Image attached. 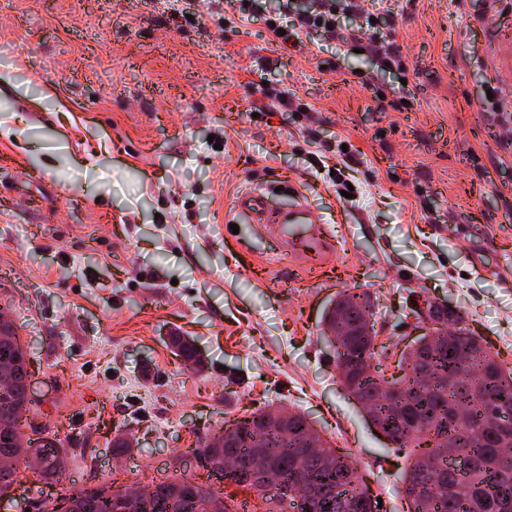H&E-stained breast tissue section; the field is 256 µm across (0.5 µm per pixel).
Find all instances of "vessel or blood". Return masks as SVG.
Returning <instances> with one entry per match:
<instances>
[{
	"instance_id": "vessel-or-blood-1",
	"label": "vessel or blood",
	"mask_w": 512,
	"mask_h": 512,
	"mask_svg": "<svg viewBox=\"0 0 512 512\" xmlns=\"http://www.w3.org/2000/svg\"><path fill=\"white\" fill-rule=\"evenodd\" d=\"M494 66L499 72L497 86L501 95L497 108L512 112V58L501 56ZM238 213L250 216L263 225L266 232L282 240L290 257L309 267L321 261L332 244L323 232L320 215L298 191H291L284 207L275 209L268 202L265 189L256 188L241 193L236 201Z\"/></svg>"
}]
</instances>
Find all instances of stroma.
Instances as JSON below:
<instances>
[{
	"mask_svg": "<svg viewBox=\"0 0 512 512\" xmlns=\"http://www.w3.org/2000/svg\"><path fill=\"white\" fill-rule=\"evenodd\" d=\"M279 2L0 0V314L27 345L23 432L66 448L64 473L22 471L0 512L183 478L259 510L194 450L280 406L355 455L380 512H404L407 460L319 335L346 288L370 294L381 343L406 342L424 295L512 364V112L487 95L495 54L512 55V0H366L401 68L318 30L272 43ZM262 85L312 112L253 114ZM340 137L353 161L321 164ZM282 181L333 240L309 269L233 211Z\"/></svg>",
	"mask_w": 512,
	"mask_h": 512,
	"instance_id": "obj_1",
	"label": "stroma"
}]
</instances>
